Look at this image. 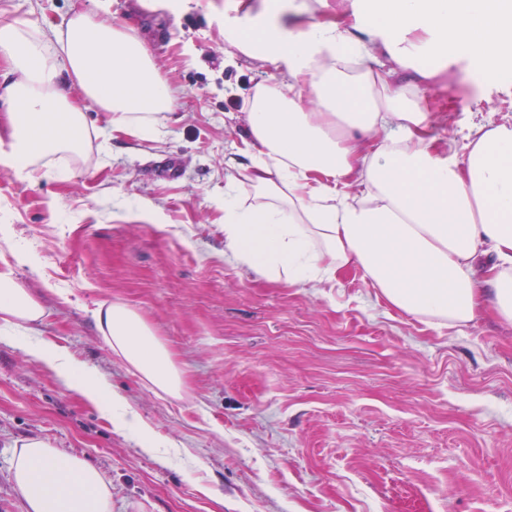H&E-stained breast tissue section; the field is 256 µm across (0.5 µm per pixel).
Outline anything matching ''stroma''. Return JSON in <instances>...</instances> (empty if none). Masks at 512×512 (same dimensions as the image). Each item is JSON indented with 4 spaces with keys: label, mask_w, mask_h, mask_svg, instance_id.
Wrapping results in <instances>:
<instances>
[{
    "label": "stroma",
    "mask_w": 512,
    "mask_h": 512,
    "mask_svg": "<svg viewBox=\"0 0 512 512\" xmlns=\"http://www.w3.org/2000/svg\"><path fill=\"white\" fill-rule=\"evenodd\" d=\"M225 0L180 16L112 0H0V14L58 27L77 11L134 21L180 91L166 134L110 137L106 154L53 158L30 179L0 164V262L47 309L0 330V512H26L11 460L42 438L112 482V512H512V326L462 332L390 308L361 273L302 287L224 259V172L244 168L257 72L224 53ZM424 106L463 146L474 124L512 122V80L467 57ZM176 159L180 176L157 169ZM149 202V210L138 201ZM137 311L186 381L150 389L100 337L97 303ZM62 346L108 381L159 443L119 432L26 342Z\"/></svg>",
    "instance_id": "stroma-1"
}]
</instances>
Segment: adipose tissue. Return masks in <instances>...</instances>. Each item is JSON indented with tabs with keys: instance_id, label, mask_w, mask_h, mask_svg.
<instances>
[{
	"instance_id": "1",
	"label": "adipose tissue",
	"mask_w": 512,
	"mask_h": 512,
	"mask_svg": "<svg viewBox=\"0 0 512 512\" xmlns=\"http://www.w3.org/2000/svg\"><path fill=\"white\" fill-rule=\"evenodd\" d=\"M351 19L286 27L288 0L257 13L224 5V41L259 81L246 122L255 189L250 203L224 185V253L271 281L332 284L362 273L385 303L435 328L463 330L481 308L512 325V127L477 126L464 159L431 135L424 87L401 71L425 56H469L484 71L512 59V0H376ZM0 55L11 79L5 115L15 175L48 158H77L91 141L89 110L113 132L164 133L178 101L137 28L78 13L41 29L0 18ZM79 98H72V89ZM46 309L0 267V324L42 320ZM96 328L153 390L181 398L182 370L134 310L99 303ZM27 355L60 374L124 432L146 436L123 398L57 346ZM13 480L27 512H112V483L97 468L42 439L16 451Z\"/></svg>"
}]
</instances>
